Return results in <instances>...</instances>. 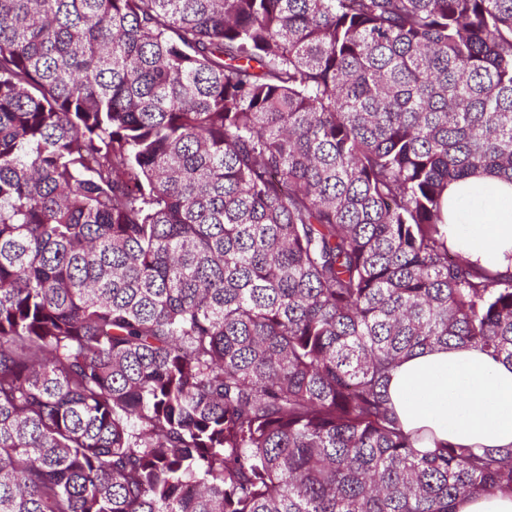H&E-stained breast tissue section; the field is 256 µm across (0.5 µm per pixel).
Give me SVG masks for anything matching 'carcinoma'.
I'll return each mask as SVG.
<instances>
[{
    "instance_id": "carcinoma-1",
    "label": "carcinoma",
    "mask_w": 512,
    "mask_h": 512,
    "mask_svg": "<svg viewBox=\"0 0 512 512\" xmlns=\"http://www.w3.org/2000/svg\"><path fill=\"white\" fill-rule=\"evenodd\" d=\"M512 183V0H0V512H456L416 351L512 362L448 183Z\"/></svg>"
}]
</instances>
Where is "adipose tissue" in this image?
Listing matches in <instances>:
<instances>
[{"instance_id": "1", "label": "adipose tissue", "mask_w": 512, "mask_h": 512, "mask_svg": "<svg viewBox=\"0 0 512 512\" xmlns=\"http://www.w3.org/2000/svg\"><path fill=\"white\" fill-rule=\"evenodd\" d=\"M473 177L448 187V241L477 265L512 273V183L497 182L492 198L464 209ZM405 431L425 448H512V364L473 347H436L401 362L388 388Z\"/></svg>"}]
</instances>
